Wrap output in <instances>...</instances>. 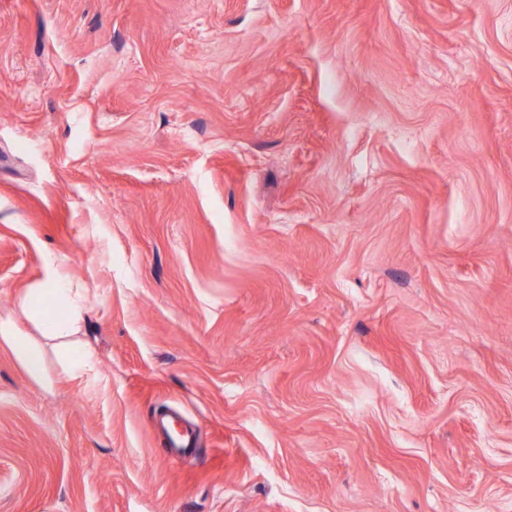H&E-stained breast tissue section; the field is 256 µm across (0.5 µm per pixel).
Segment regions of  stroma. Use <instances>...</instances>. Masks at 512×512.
Instances as JSON below:
<instances>
[{"label":"stroma","instance_id":"1","mask_svg":"<svg viewBox=\"0 0 512 512\" xmlns=\"http://www.w3.org/2000/svg\"><path fill=\"white\" fill-rule=\"evenodd\" d=\"M53 278L0 512H512V0H0V317ZM69 290L70 288H65V284L62 281H54L47 288H36L29 292L23 307L37 321L41 334L45 339L60 341L57 346L61 348L72 367L76 369H89L92 366V355L90 352L84 350L79 358H71L73 346L67 339L73 336L76 331V320L65 321L63 319L49 318L40 308L44 298H64L68 295Z\"/></svg>","mask_w":512,"mask_h":512}]
</instances>
